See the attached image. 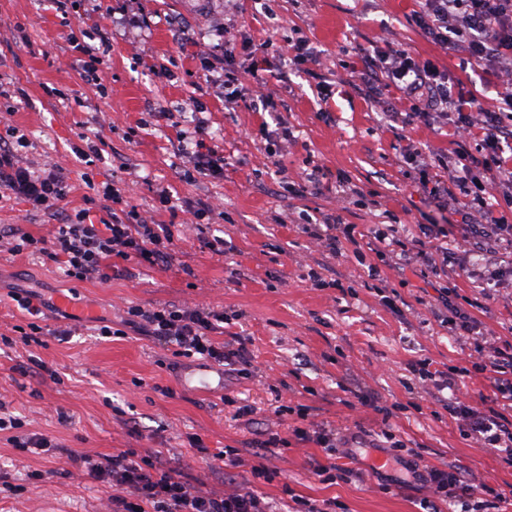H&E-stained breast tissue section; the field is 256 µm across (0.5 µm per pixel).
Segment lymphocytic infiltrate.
<instances>
[{
    "mask_svg": "<svg viewBox=\"0 0 512 512\" xmlns=\"http://www.w3.org/2000/svg\"><path fill=\"white\" fill-rule=\"evenodd\" d=\"M413 22L421 34L447 53H454L460 69L483 67L496 72L501 82L498 105L485 108L477 93L462 96L448 86V73L428 61L385 40L384 48L358 78L369 98L383 88L398 86L411 113L430 110L453 114L452 151L420 153L422 187L440 208L457 202L456 188L466 187L474 169H481L493 200L485 204L475 223L461 227L457 246L462 251L478 248L489 256L500 249L512 250V225L505 219L512 211V0H416ZM480 137L482 156L462 150L464 141ZM26 137L0 139V188L27 202L34 210H57L66 197L62 172L39 173L21 165ZM128 186L104 188L105 215L91 222L88 209L62 213L52 247L41 239L14 229L9 249L21 255L48 256L62 261L67 277L77 280H110V258L131 260L145 268L171 263L173 235L167 225L151 224L136 210L124 209ZM223 313L202 308L168 305L156 309L128 307L123 325L139 328L149 336L174 345L180 354L200 355L221 366L238 361L241 374L250 362L242 349L217 343ZM475 369L486 373L497 396L512 402V345L476 346ZM450 415L459 417L468 435L483 448L505 454L512 461V422L495 409L479 410L471 398H440ZM89 478L112 484V512H272L268 502L253 488L254 479L267 477L268 468L253 467L251 480H228L223 493L206 492L181 480L180 474L161 454L142 458L123 450L111 455L87 456L82 460ZM425 480L433 499L425 500L424 512H441L440 502L457 501L464 512H491L495 489L475 487L459 469H431Z\"/></svg>",
    "mask_w": 512,
    "mask_h": 512,
    "instance_id": "obj_1",
    "label": "lymphocytic infiltrate"
}]
</instances>
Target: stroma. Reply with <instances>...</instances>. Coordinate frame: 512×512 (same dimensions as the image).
Returning <instances> with one entry per match:
<instances>
[{
  "label": "stroma",
  "mask_w": 512,
  "mask_h": 512,
  "mask_svg": "<svg viewBox=\"0 0 512 512\" xmlns=\"http://www.w3.org/2000/svg\"><path fill=\"white\" fill-rule=\"evenodd\" d=\"M414 0H0V136L16 126L31 160L64 172L66 211L100 215L90 186L125 183L129 207L148 221L173 227L175 258L152 270L113 258L112 281H79L45 256L0 252V403L25 430L52 440L31 455L0 434V512H108L111 487L79 476L76 458L120 450L144 456L159 450L184 480L222 490L224 468L190 444L238 449L239 479L265 465L269 482H255L275 512H293L295 497L332 500L336 512H421L432 488L430 469L460 467L495 489L497 512H512V464L465 436L460 421L435 400V383L410 371L425 359L439 380L454 378L460 393L492 397L473 367L474 341L455 335L444 319L440 290L477 321V334L512 343V262L490 264L484 252L448 250L447 276L428 263L397 267L379 254L377 231L395 228L402 240L421 237L425 224L452 225L461 215L436 209L418 183L417 151L447 152L448 124L430 112L409 125L392 122L402 93L384 89L367 100L343 76L362 69L390 33L400 48L433 61L455 90H477L487 105L498 98L497 75L461 71L412 22ZM237 47L224 55V31ZM108 42H100V32ZM269 44L264 77L277 108L251 105L254 46ZM302 47L301 57L280 53ZM97 46L88 57L87 46ZM99 80L87 82L85 62ZM236 76L235 108L224 104V72ZM224 160L218 175L193 171L197 139ZM99 152L82 163L80 154ZM325 174L321 189L306 187L312 166ZM357 189L362 202L338 209L336 188ZM166 187L182 202H159ZM221 211L194 222L201 203ZM339 215L356 225L355 242L340 253L316 245L299 216ZM57 217L28 203H0V238L21 228L52 240ZM223 237V252L210 244ZM326 280L316 288L313 277ZM34 291L46 306L40 324L46 344L26 347L19 334L29 316L12 292ZM69 295L75 305L60 312ZM168 304L225 313V335H238L254 373L244 378L200 358L175 356L163 341L128 332L93 335L95 319L119 322L124 308ZM43 371L22 372L29 355ZM368 405H361L360 396ZM255 407L235 415L237 401ZM283 415H276L277 406ZM306 410L310 425L336 431L348 474L329 483L314 475L326 454L290 428ZM285 443L255 455L267 428ZM402 441L399 453L387 436ZM389 459L377 468V456Z\"/></svg>",
  "instance_id": "35a3bbf8"
}]
</instances>
